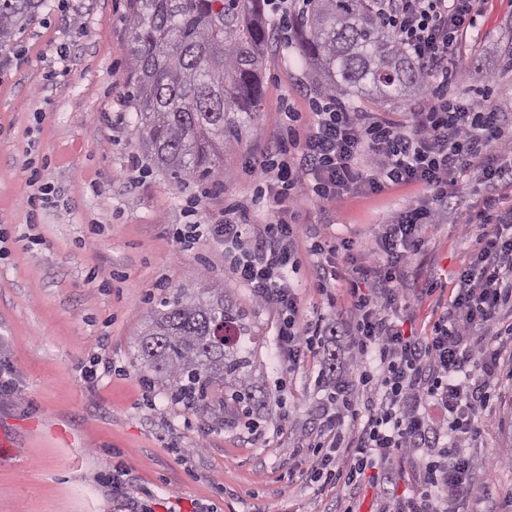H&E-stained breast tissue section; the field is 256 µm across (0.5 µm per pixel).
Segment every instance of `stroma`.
Returning <instances> with one entry per match:
<instances>
[{
	"instance_id": "1",
	"label": "stroma",
	"mask_w": 512,
	"mask_h": 512,
	"mask_svg": "<svg viewBox=\"0 0 512 512\" xmlns=\"http://www.w3.org/2000/svg\"><path fill=\"white\" fill-rule=\"evenodd\" d=\"M126 13L127 0H46L0 48V366L12 367L17 387L0 397V432L15 442L0 453V512H118L122 502L138 512H384L382 480L365 474L348 494L324 482L308 451L323 440L322 351L287 366L278 312L235 277L223 243L206 234L186 250L174 236L193 202L202 222L235 202L254 224L268 222L276 206L258 197L249 165L271 152L285 111L310 123L309 68L271 18L257 115L224 147L223 186L138 172ZM484 88L512 131V0H484L462 47L456 92ZM36 182L48 202L29 209ZM422 194L407 185L322 204L299 192V263L288 279L300 322L331 323L349 302L344 281L321 288L314 231L353 240L357 261L373 262L379 225ZM481 206L478 195L449 199L410 258L406 287L432 290L402 312L405 328L430 332L472 257L463 214ZM199 271L248 314L270 396L256 427L227 429L172 403L134 357L151 309ZM499 365L483 432L464 445L476 468L472 512H512V453L502 444L512 429V344H502Z\"/></svg>"
}]
</instances>
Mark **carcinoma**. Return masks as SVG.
Masks as SVG:
<instances>
[{"instance_id": "obj_1", "label": "carcinoma", "mask_w": 512, "mask_h": 512, "mask_svg": "<svg viewBox=\"0 0 512 512\" xmlns=\"http://www.w3.org/2000/svg\"><path fill=\"white\" fill-rule=\"evenodd\" d=\"M45 0H0V44ZM377 0H305L298 50L321 92L378 102L423 89L418 64L378 20ZM128 98L149 163L177 182L219 181L260 94L265 0H128ZM251 329L222 288H179L133 344L171 398L226 427L264 405Z\"/></svg>"}]
</instances>
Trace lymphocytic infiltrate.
Segmentation results:
<instances>
[{
	"instance_id": "lymphocytic-infiltrate-1",
	"label": "lymphocytic infiltrate",
	"mask_w": 512,
	"mask_h": 512,
	"mask_svg": "<svg viewBox=\"0 0 512 512\" xmlns=\"http://www.w3.org/2000/svg\"><path fill=\"white\" fill-rule=\"evenodd\" d=\"M480 0H387L384 11L398 43L422 68L437 93L422 101L408 125L374 112H354L334 93L312 102L313 119L298 132L299 113L286 112L285 137L274 154L252 165L259 194L275 201L295 199L308 187L313 198L333 203L350 193L377 194L415 184L422 197L406 204L375 237L377 266L350 264V302L327 329L297 321L288 272L297 264L292 241L296 212L281 210L254 230L248 207L230 204L224 222L212 226L225 247L253 239L252 253L236 261L235 275L262 304L282 315L279 351L288 364L299 362L315 338L346 339L349 353L367 367L336 377L337 400L322 405L330 436L317 464L326 481L356 489L370 469L413 456L421 479L409 493L392 498L386 512H470L467 491L473 465L458 447L481 432L480 413L491 398L498 346L512 340V323L500 311L512 304V233L501 221L493 190L512 180V133L488 96L449 93L463 35L474 28ZM476 170L487 194L483 207L462 226H480L472 260L455 277L447 306L429 334L406 333L399 313L408 309L400 286L406 260L421 252L448 198L463 197L462 170ZM451 421L443 441L429 410Z\"/></svg>"
}]
</instances>
